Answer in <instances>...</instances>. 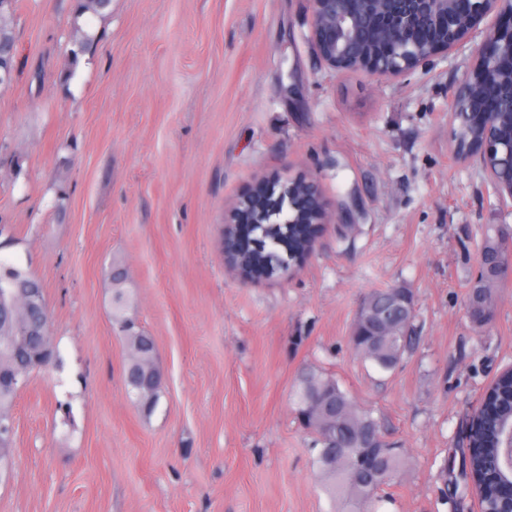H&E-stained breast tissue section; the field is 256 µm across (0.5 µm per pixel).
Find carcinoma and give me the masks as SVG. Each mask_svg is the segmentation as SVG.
I'll return each mask as SVG.
<instances>
[{"label": "carcinoma", "instance_id": "obj_1", "mask_svg": "<svg viewBox=\"0 0 512 512\" xmlns=\"http://www.w3.org/2000/svg\"><path fill=\"white\" fill-rule=\"evenodd\" d=\"M12 0H0V61L15 67V42L8 19ZM480 271L467 293V307L476 309L478 326L491 323L494 289L512 278V233L499 226L486 234L480 250ZM0 423L12 418L20 390L15 380L49 366L55 358L50 314L41 282L30 273L0 261ZM415 301L410 289L390 286L364 299L349 344L355 355L384 371L394 369L416 341ZM112 321L126 346L124 377L128 391L147 415L154 412L164 388L152 336L120 311ZM295 413L314 437V463L340 512H370L384 487L403 467L389 447L379 422L356 407L335 378L313 368L301 371L292 395Z\"/></svg>", "mask_w": 512, "mask_h": 512}]
</instances>
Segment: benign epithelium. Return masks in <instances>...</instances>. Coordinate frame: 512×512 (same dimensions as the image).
<instances>
[{
	"label": "benign epithelium",
	"mask_w": 512,
	"mask_h": 512,
	"mask_svg": "<svg viewBox=\"0 0 512 512\" xmlns=\"http://www.w3.org/2000/svg\"><path fill=\"white\" fill-rule=\"evenodd\" d=\"M310 36L324 63L336 70L364 71L379 79L404 78L428 70L474 36L473 64L448 95V112H474L482 128L454 155H476L483 173L502 198L512 200V0H308ZM288 188L311 203L310 223L328 224L315 179L290 180ZM252 205L245 194L234 203L224 225L226 251L237 249L229 226L240 223ZM493 390L483 392L469 423L479 431L468 444L474 460L470 483L480 512H512V423L484 413Z\"/></svg>",
	"instance_id": "obj_1"
}]
</instances>
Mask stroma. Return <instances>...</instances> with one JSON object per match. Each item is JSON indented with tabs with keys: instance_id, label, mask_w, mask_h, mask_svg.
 <instances>
[{
	"instance_id": "35a3bbf8",
	"label": "stroma",
	"mask_w": 512,
	"mask_h": 512,
	"mask_svg": "<svg viewBox=\"0 0 512 512\" xmlns=\"http://www.w3.org/2000/svg\"><path fill=\"white\" fill-rule=\"evenodd\" d=\"M20 69L0 85V259L44 288L60 367L12 415L0 512H337L290 394L332 375L404 458L377 512H478L466 426L512 365V282L491 325L466 294L490 226H512L478 159L452 150L465 45L381 81L335 71L307 0H17ZM94 34L72 64L76 32ZM318 180L333 223L304 262L245 279L224 254L232 202L271 174ZM154 337L166 387L144 414L124 381L110 265ZM415 300L392 370L348 343L368 293Z\"/></svg>"
}]
</instances>
